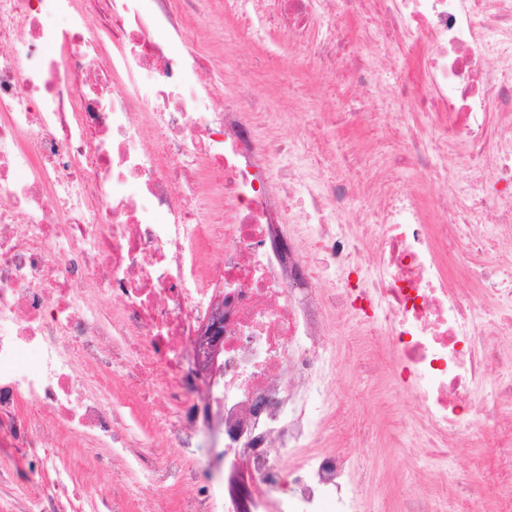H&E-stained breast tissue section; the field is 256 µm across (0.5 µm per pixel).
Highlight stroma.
Here are the masks:
<instances>
[{"label":"stroma","instance_id":"1","mask_svg":"<svg viewBox=\"0 0 512 512\" xmlns=\"http://www.w3.org/2000/svg\"><path fill=\"white\" fill-rule=\"evenodd\" d=\"M197 26L219 37L209 48L213 58L210 78L217 95L231 94L236 84L250 85L258 91L267 111L279 112L287 107L294 122L319 127L333 152L331 174L336 179H352L353 173L346 167L344 157L367 148L388 167L391 177L398 183L417 185L418 176L412 168L394 166V150L382 127L342 129L330 122L329 113L350 112L358 106L341 76L297 72L291 56L286 53L275 59L263 57L257 43L242 35L236 20L225 14L224 0H213L206 15L198 18ZM228 55L237 62L234 71L229 73L224 70V58ZM334 386L356 418L369 423L373 431L381 430L382 418L388 414L407 422L413 418L411 406L395 395H377L373 377L357 370L352 362H345ZM56 439L60 448L55 466L37 475L28 471L27 449L0 447V472L11 473L15 478L11 490L0 491V512H18L23 500L35 497L41 488L60 482L66 485L68 492L56 501L55 512H90L84 492L88 487L103 485L122 489L127 512H143L140 485L112 449L72 447V436L62 427L57 429ZM480 444V437H472L463 449L453 454L448 474L452 477L481 476L487 506L492 510L502 489L494 477L495 462L489 455L480 453ZM216 454L207 436L201 437L197 447L185 449V468L173 473L168 480L169 491L164 496L167 512H181L183 502L198 496L209 481H232V473L222 466ZM360 464L365 479H373L381 472L390 476L392 485L385 503L386 512H397L401 496L424 497L429 493V469L423 461L414 459L412 449L365 448L361 451Z\"/></svg>","mask_w":512,"mask_h":512}]
</instances>
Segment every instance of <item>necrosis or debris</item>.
<instances>
[{
    "label": "necrosis or debris",
    "mask_w": 512,
    "mask_h": 512,
    "mask_svg": "<svg viewBox=\"0 0 512 512\" xmlns=\"http://www.w3.org/2000/svg\"><path fill=\"white\" fill-rule=\"evenodd\" d=\"M210 2L107 0L93 29L81 0H0V431L39 472L50 408L154 498L216 422L248 491L207 487L185 512H378L384 488L330 445L356 428L331 389L350 323L355 362L415 406L413 425H384L386 446L444 465L482 435L512 512V0H224L252 37L278 19L288 40L267 55L286 45L347 73L364 108L337 120L386 121L417 188L365 160L363 185L331 180L313 130L250 86L219 101L193 81L206 62L185 15ZM338 12L381 17L359 40L396 52L362 55L336 23L308 40ZM296 145L303 166H284ZM219 299L224 350L194 387L186 360ZM117 372L133 391L162 377L165 461L114 407ZM483 492L438 476L431 503L404 496L398 512H475Z\"/></svg>",
    "instance_id": "1"
}]
</instances>
